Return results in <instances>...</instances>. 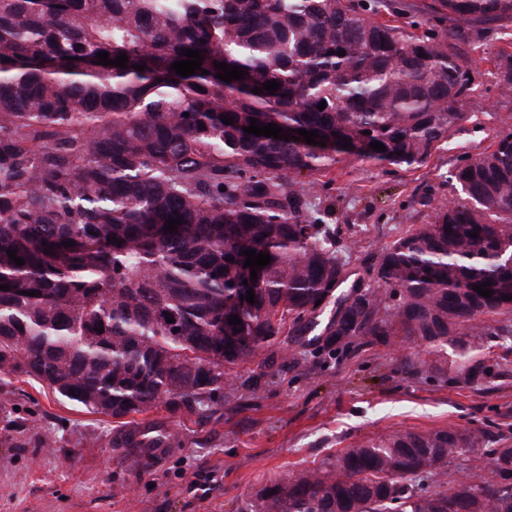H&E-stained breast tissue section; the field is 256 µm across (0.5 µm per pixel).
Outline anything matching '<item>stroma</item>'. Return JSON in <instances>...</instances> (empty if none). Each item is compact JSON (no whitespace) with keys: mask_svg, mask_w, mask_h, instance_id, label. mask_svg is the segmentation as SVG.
I'll return each mask as SVG.
<instances>
[{"mask_svg":"<svg viewBox=\"0 0 512 512\" xmlns=\"http://www.w3.org/2000/svg\"><path fill=\"white\" fill-rule=\"evenodd\" d=\"M512 47V19L487 23L457 53L475 77L469 114L422 167L405 170L347 159L312 203L333 200L346 214L337 255L352 282H372L378 251L425 223L422 196L451 197L462 154L489 146L512 127V100L501 98L490 57ZM268 362L234 370L211 409L189 417L165 409L132 423L71 405L51 389L20 379L0 384V512H238L262 484L312 467L362 438L396 430L488 424L512 436V336L489 341L488 378L456 370H406L425 348L398 343L345 346L319 332L292 355L269 348ZM153 424L171 442L144 466H128L116 436ZM54 438L52 447L40 444Z\"/></svg>","mask_w":512,"mask_h":512,"instance_id":"1","label":"stroma"}]
</instances>
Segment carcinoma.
I'll use <instances>...</instances> for the list:
<instances>
[{"label": "carcinoma", "instance_id": "carcinoma-1", "mask_svg": "<svg viewBox=\"0 0 512 512\" xmlns=\"http://www.w3.org/2000/svg\"><path fill=\"white\" fill-rule=\"evenodd\" d=\"M441 10L460 42L512 18V0ZM411 12L395 0H0V377L114 419L192 415L229 370L320 325L338 343L396 336L438 358L451 346L460 373L489 376L481 349L512 336L486 324L512 316L511 128L460 159L456 197L420 200L429 221L384 245L375 285L346 296L340 225L306 194L344 156L420 167L466 118L471 68L425 23L398 24ZM187 49L203 63L182 77L171 65ZM100 52L126 54L127 68ZM216 61L244 79L217 78ZM489 62L512 99V52ZM272 80L276 92H252ZM252 117L317 130L325 146L248 134ZM247 249L272 257L255 282ZM486 281L489 298L473 289ZM164 437L146 424L138 447ZM478 454L485 466L448 481L449 460ZM240 512H512V441L483 425L362 438L266 481Z\"/></svg>", "mask_w": 512, "mask_h": 512}]
</instances>
